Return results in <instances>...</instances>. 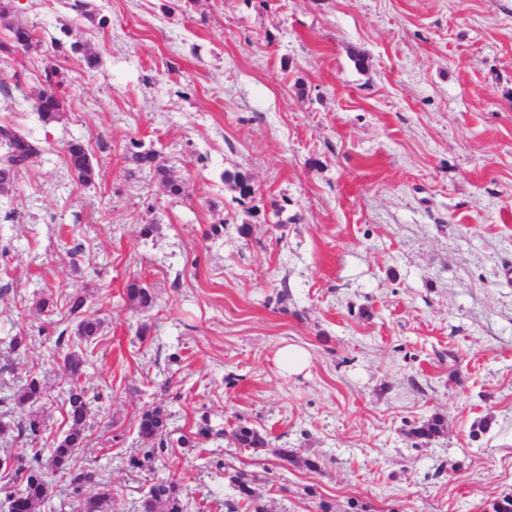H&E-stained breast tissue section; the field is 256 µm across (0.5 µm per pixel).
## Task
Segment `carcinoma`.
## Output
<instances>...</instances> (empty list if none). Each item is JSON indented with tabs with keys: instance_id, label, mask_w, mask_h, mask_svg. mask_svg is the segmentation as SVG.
Here are the masks:
<instances>
[{
	"instance_id": "cac0c4a2",
	"label": "carcinoma",
	"mask_w": 512,
	"mask_h": 512,
	"mask_svg": "<svg viewBox=\"0 0 512 512\" xmlns=\"http://www.w3.org/2000/svg\"><path fill=\"white\" fill-rule=\"evenodd\" d=\"M11 33L12 43H19L25 49L34 45L35 36L30 29L16 26L11 28ZM56 76L57 69L54 67L45 71L44 88L40 90L34 103L36 112L45 121L56 118L64 108L65 98L57 91L60 82L56 81ZM44 151L45 147L40 142L20 133L15 126L0 123L1 169L17 175ZM66 152L70 168L78 182L84 185L92 183L95 171L84 144L79 141L70 142ZM157 175L164 193L170 196L181 194L180 181L166 168H157ZM224 183L243 199L250 179L240 173L226 172ZM126 295L132 304L140 307H148L152 303L150 291L136 280L127 285ZM64 320L71 325V344L63 353V362L70 376L65 400L67 430L57 439L48 462L44 461L40 448L31 447L18 454L0 455V478L4 481L0 492L4 494L7 512H36L37 506L44 502L53 483L58 479L67 483L69 494L76 503V512H107L112 507V488L96 479L97 472L73 464L77 451L86 441V420L91 403L81 379L85 364L102 336V321L86 307V299L80 295H73L66 300ZM43 397V385L38 376L31 373L15 392L0 396V406H25L34 404ZM443 426V420L434 416L414 427L412 435L425 443L439 435ZM11 430L17 433V438L33 444L42 438L46 425L38 413L31 412L13 427L8 424L0 425V433L5 434ZM166 431L167 415L161 408H148L142 412L138 422V435L149 447L143 449L142 456L130 458L129 466L133 470L145 471L151 468L153 461L165 453L168 448ZM233 437L238 448L257 450L269 445L267 437L247 423L237 425L233 430ZM224 477L238 492L237 499L224 502L225 512H240L242 509L265 512L255 502L246 474L227 466L224 468ZM92 483L101 486V489L88 496L86 487ZM138 512H185L183 485L175 479L151 485L139 504Z\"/></svg>"
}]
</instances>
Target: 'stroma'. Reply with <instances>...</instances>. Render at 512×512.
<instances>
[{
  "label": "stroma",
  "mask_w": 512,
  "mask_h": 512,
  "mask_svg": "<svg viewBox=\"0 0 512 512\" xmlns=\"http://www.w3.org/2000/svg\"><path fill=\"white\" fill-rule=\"evenodd\" d=\"M74 2L10 0L0 23V123L45 148L0 195V392L32 371L47 387L0 421L39 412L45 448L65 432L64 325L36 304L78 293L104 327L76 464L112 512L170 478L187 512H224L219 460L266 512H487L512 494V0ZM12 24L38 46L10 48ZM51 66L67 105L47 122L33 99ZM132 279L152 306L128 301ZM289 344L309 354L297 374L276 361ZM156 406L175 446L137 474ZM434 416L443 432L416 444ZM241 421L269 447H235ZM66 152L69 158V165L72 172L76 175L78 182L83 185L92 183L95 171L92 160L85 148L84 144L80 141L68 143Z\"/></svg>",
  "instance_id": "1"
}]
</instances>
